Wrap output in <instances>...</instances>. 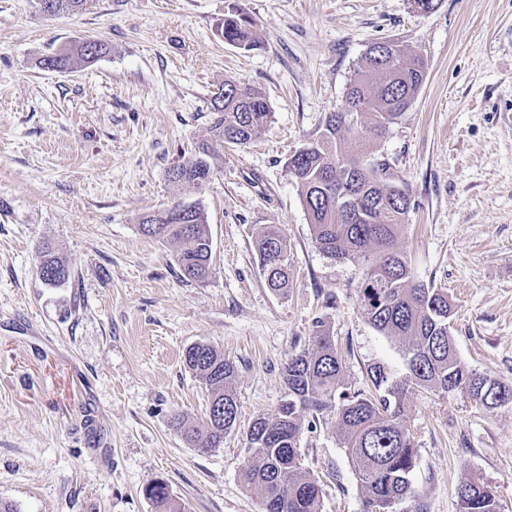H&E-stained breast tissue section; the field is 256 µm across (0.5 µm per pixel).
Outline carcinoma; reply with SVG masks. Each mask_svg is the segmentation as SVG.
<instances>
[{
	"label": "carcinoma",
	"instance_id": "obj_1",
	"mask_svg": "<svg viewBox=\"0 0 512 512\" xmlns=\"http://www.w3.org/2000/svg\"><path fill=\"white\" fill-rule=\"evenodd\" d=\"M49 15L79 12L91 0H51ZM224 42L244 49L259 46L254 23L244 9L234 7L216 26ZM103 44L89 39L43 57L39 64L53 71L72 69L77 60L92 61ZM427 72L425 60L408 47L389 40L374 42L348 89L360 112H331L317 138L288 160V171L300 184L315 239L323 253L342 261H361L365 269L357 286L365 318L382 335L404 350L408 374L393 378L386 366L373 362L367 377L373 387L366 395L343 387L345 361L330 329L316 321L312 346L288 357L282 369L285 396L271 414L255 419L247 431V460L240 482L261 506V512H321L320 488L301 470L299 442L305 417L336 411V438L364 490L362 512H397V505L415 497L411 475L417 448L413 434L400 423L409 395L418 388L444 397L463 393L494 409L512 403V386L468 368L459 358L450 331L453 309L445 288L414 281L408 257L397 243L410 210L408 193L385 179L386 164L369 166L338 140L341 127L359 126L361 138H380L419 93ZM224 107L211 103V139L184 164L200 179L210 178L208 158L226 144L243 146L273 117L256 87L224 82ZM140 231L157 240L175 242L181 278L204 282L212 273V240L200 208L183 212L181 204L151 214ZM258 254L266 284L283 292L290 279V244L278 230L264 231ZM38 271L50 285L71 278V267L52 248L40 251ZM187 368L208 391L204 426L183 413L170 419L171 429L187 444L206 450L224 447V435L238 415L234 389L236 365L206 343H196L184 355ZM159 512H184L158 481L145 489ZM459 512H500L494 491L470 478L457 489Z\"/></svg>",
	"mask_w": 512,
	"mask_h": 512
}]
</instances>
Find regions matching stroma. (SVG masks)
I'll list each match as a JSON object with an SVG mask.
<instances>
[{
	"instance_id": "1",
	"label": "stroma",
	"mask_w": 512,
	"mask_h": 512,
	"mask_svg": "<svg viewBox=\"0 0 512 512\" xmlns=\"http://www.w3.org/2000/svg\"><path fill=\"white\" fill-rule=\"evenodd\" d=\"M242 7L259 48L224 43L216 26ZM107 50L66 72L41 68L61 48ZM428 63L413 104L380 138L360 141L411 199L399 246L417 281L444 288L466 366L512 385V0H91L48 16L38 0H0V500L19 512H157L148 485L167 483L186 512H260L239 480L250 423L284 395L282 369L331 328L344 385L365 369L407 373L404 353L361 312V263L315 241L288 160L314 138L379 40ZM258 87L274 113L244 147L225 145L194 199L212 240V277L178 275L175 243L143 235V218L182 200L168 179L211 138L224 81ZM291 244V283L270 290L262 227ZM52 244L73 271L38 273ZM207 343L237 369L238 417L204 451L171 430L174 413L205 422L208 394L184 362ZM402 423L418 451L417 498L403 512H459L475 477L512 512V405L412 393ZM321 512H362L364 494L319 415L300 438Z\"/></svg>"
}]
</instances>
